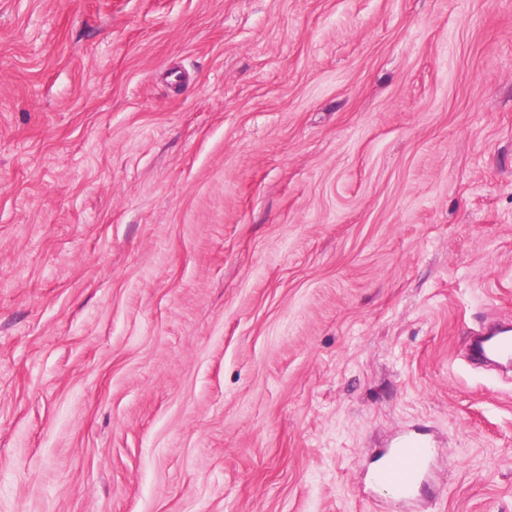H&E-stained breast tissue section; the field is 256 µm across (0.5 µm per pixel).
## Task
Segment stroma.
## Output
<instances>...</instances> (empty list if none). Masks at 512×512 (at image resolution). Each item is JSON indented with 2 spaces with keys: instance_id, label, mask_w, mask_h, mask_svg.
I'll list each match as a JSON object with an SVG mask.
<instances>
[{
  "instance_id": "obj_1",
  "label": "stroma",
  "mask_w": 512,
  "mask_h": 512,
  "mask_svg": "<svg viewBox=\"0 0 512 512\" xmlns=\"http://www.w3.org/2000/svg\"><path fill=\"white\" fill-rule=\"evenodd\" d=\"M512 0H0V512H512ZM476 340L475 353L486 362L511 365L512 336L509 330L488 331ZM370 474L374 484L387 486L409 509H416V492L430 469V448L420 438L405 435L389 448H380Z\"/></svg>"
}]
</instances>
